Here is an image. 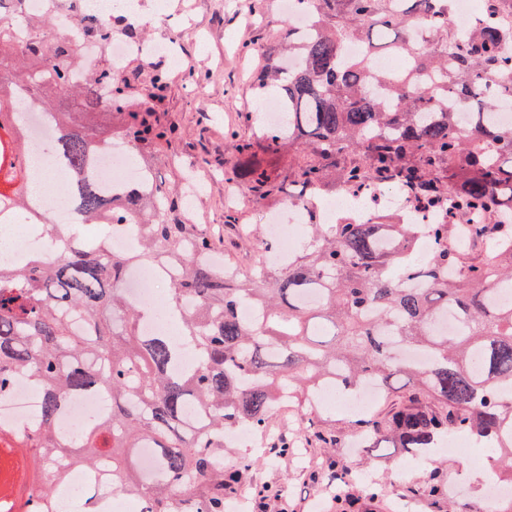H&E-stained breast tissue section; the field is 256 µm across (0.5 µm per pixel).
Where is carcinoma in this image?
Wrapping results in <instances>:
<instances>
[{"label":"carcinoma","mask_w":512,"mask_h":512,"mask_svg":"<svg viewBox=\"0 0 512 512\" xmlns=\"http://www.w3.org/2000/svg\"><path fill=\"white\" fill-rule=\"evenodd\" d=\"M317 33L288 30L287 55L269 56L259 84L284 108L280 126L259 125L239 138L231 179L258 202L338 192L362 197L370 187L398 189L417 210L439 216L426 227L435 248L424 258L408 248L414 224H360L342 216L322 226L307 214L312 238L288 262L253 263L227 277L209 262L214 241L186 221L187 199L148 167L134 183L100 182L96 158L112 136L71 116L96 114L100 103L123 112L122 140L140 159L174 129L155 116L168 73L151 77L144 107L127 98L129 83L88 73L80 44L52 37L45 21H28L29 43L9 31L20 0H0V219L24 214L58 246L21 266L0 264V398L28 377L42 393L31 431L0 424V437L21 444L34 462L23 512H55L53 484L70 467L89 473L112 463L117 490L146 501L148 512H224L251 469L224 468L226 436L240 428L268 433L280 393L308 400L326 379L355 391L367 381L407 395L352 425L374 448L389 443L427 455L463 434L494 449L498 479L512 482V28L500 14L509 0H483L467 29L448 28L451 0H300ZM81 36L107 41L111 25L73 3ZM358 40L365 54L343 47ZM409 60L396 78L377 68L385 53ZM67 91L66 109L49 92ZM25 96L55 127L51 155L69 173L63 186L72 223L52 224L27 191L28 143L18 117ZM291 153L288 178L259 157ZM140 226L128 253L83 234L109 235L115 224ZM169 273L168 306L181 335L147 334V310L123 291L127 268ZM253 302L246 321L238 307ZM453 314L455 333L439 323ZM100 393L107 410L76 435L57 422L74 396ZM327 448L338 437L309 422ZM154 449L145 478L138 449Z\"/></svg>","instance_id":"carcinoma-1"}]
</instances>
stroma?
<instances>
[{"instance_id": "obj_1", "label": "stroma", "mask_w": 512, "mask_h": 512, "mask_svg": "<svg viewBox=\"0 0 512 512\" xmlns=\"http://www.w3.org/2000/svg\"><path fill=\"white\" fill-rule=\"evenodd\" d=\"M136 7L140 13L136 30L151 42L174 40L179 54L175 62L156 55L132 56L125 63L129 73L149 74L156 63L170 75L159 117L174 126L176 134L150 154L148 162L168 186H181L188 174L203 181L191 223L223 228V250L239 265H249L264 249L262 215L268 207L245 191L234 207L225 206L224 196L236 184L225 179L224 172L235 161L234 136H249L256 127L259 70L272 46L271 36L283 35L288 25L281 0H262V10L255 16L248 13V0H136ZM351 418L339 401L316 416L318 423L342 437L337 448L307 445L305 420L291 414L270 424L273 437L293 441L287 456L266 447L257 453L245 446L231 449L225 464L254 462L252 480L241 484L235 495L244 504L243 512H259L255 492L260 484L278 490L280 512H338L336 480L325 467L329 456L347 460L356 473L353 512H399L404 504L409 512H446L451 504L461 512L468 507L503 512L504 502L486 494L487 484L499 471L495 456L486 449L450 445L449 454L462 464L445 469L435 457L421 463L397 448L356 447L358 435L349 427ZM438 469L444 481L455 485L452 502H438L426 494ZM374 485L383 488L382 497H371Z\"/></svg>"}]
</instances>
